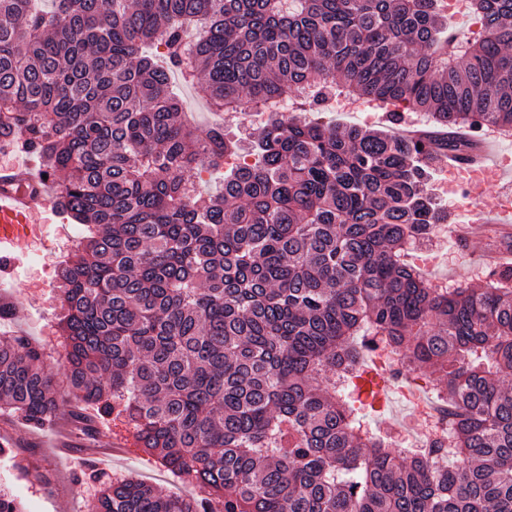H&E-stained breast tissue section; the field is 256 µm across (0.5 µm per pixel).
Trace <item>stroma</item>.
Instances as JSON below:
<instances>
[{
  "mask_svg": "<svg viewBox=\"0 0 512 512\" xmlns=\"http://www.w3.org/2000/svg\"><path fill=\"white\" fill-rule=\"evenodd\" d=\"M47 233L59 240L57 252H33L22 259L13 277L0 285V299L14 303L17 313L0 321V336L21 334L40 343L44 365L55 380H63L61 338L58 332L59 305L55 290L60 263L72 244L84 234L77 222H62L55 204L42 214ZM502 233L494 227L482 229L470 243L457 244L447 236L433 249L435 261L426 265L423 275L431 283L447 282L449 287L484 284L492 272L485 254L497 251ZM384 403L364 404L359 413L373 430L399 436L416 432L420 423L416 400L436 397L437 375L414 373L410 386L388 377ZM61 436L71 447L102 448L108 441L126 445L124 454L98 460L95 469L111 475H133L166 495H184L185 485L161 461L130 443L126 424L118 419L98 422L92 435H84L68 410H61L54 425L31 431L16 417L0 412V489L14 495L24 512H93L99 485L88 478L79 463L58 464L51 448L54 436Z\"/></svg>",
  "mask_w": 512,
  "mask_h": 512,
  "instance_id": "1",
  "label": "stroma"
}]
</instances>
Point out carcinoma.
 <instances>
[{
    "label": "carcinoma",
    "mask_w": 512,
    "mask_h": 512,
    "mask_svg": "<svg viewBox=\"0 0 512 512\" xmlns=\"http://www.w3.org/2000/svg\"><path fill=\"white\" fill-rule=\"evenodd\" d=\"M54 2L0 0V133L65 174L57 206L87 227L59 285L67 387L199 492L128 475L95 512H512V269L443 290L402 259L448 223L434 155L512 130V0H469L467 39L440 0ZM173 70L219 111L307 88L442 136L271 112L247 145L185 121ZM245 149L200 200L195 178ZM366 349L443 375L448 441L399 463L364 426L344 385ZM66 404L40 347L0 339V409L41 428Z\"/></svg>",
    "instance_id": "cac0c4a2"
}]
</instances>
